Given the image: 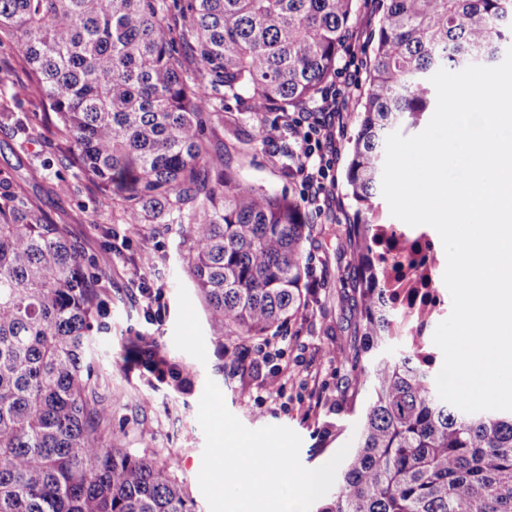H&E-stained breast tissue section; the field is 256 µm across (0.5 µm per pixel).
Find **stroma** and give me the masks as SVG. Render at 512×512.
<instances>
[{
    "label": "stroma",
    "instance_id": "35a3bbf8",
    "mask_svg": "<svg viewBox=\"0 0 512 512\" xmlns=\"http://www.w3.org/2000/svg\"><path fill=\"white\" fill-rule=\"evenodd\" d=\"M377 0H358L351 26L360 48L350 63L359 85H366L370 37L379 20ZM27 80L26 65L11 44L0 45V168L14 169L27 192L54 223L77 242L103 290L111 325L96 340L98 364L112 399V429L119 444L134 453L156 450L172 459L177 479L194 505L209 512L198 476L205 447L197 420L207 381L220 388L228 410L250 429L286 426L302 439L300 461L320 467L354 440L360 413L351 400L356 373L348 356L358 309V272L351 260L350 223L354 205L347 195L345 170L354 121L332 130L336 162L319 205H305L312 226L306 244L309 277L319 286L303 313L270 340L238 344L211 327L203 297L194 288L185 260L193 241L184 224H129L110 195L63 168L67 142L46 125L47 108L37 97L16 93ZM277 113L256 118L224 112L212 118L206 137L214 159L234 132L252 133L279 124ZM294 145L288 134L260 141L233 165L255 187L300 196L282 157ZM150 244L152 260L143 264L141 248ZM149 336L192 366L181 389L155 382L134 360L132 344ZM282 386L279 397L257 403L269 382Z\"/></svg>",
    "mask_w": 512,
    "mask_h": 512
}]
</instances>
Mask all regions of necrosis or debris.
<instances>
[{"mask_svg": "<svg viewBox=\"0 0 512 512\" xmlns=\"http://www.w3.org/2000/svg\"><path fill=\"white\" fill-rule=\"evenodd\" d=\"M384 297L396 317L399 343L416 342L423 363L439 369L443 354L433 342L452 301L444 283L442 247L428 225L379 224L375 227Z\"/></svg>", "mask_w": 512, "mask_h": 512, "instance_id": "4bbe7bcc", "label": "necrosis or debris"}]
</instances>
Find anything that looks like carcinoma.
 <instances>
[{
    "label": "carcinoma",
    "instance_id": "1",
    "mask_svg": "<svg viewBox=\"0 0 512 512\" xmlns=\"http://www.w3.org/2000/svg\"><path fill=\"white\" fill-rule=\"evenodd\" d=\"M379 2L346 169L358 206L352 397L365 398L363 425L317 512H512V412L446 404L410 348L389 354L371 203L387 136L429 110L430 75L491 64L512 47V0ZM355 16L356 0H0V43L27 64L69 166L132 224L190 225L188 273L212 327L254 340L305 309L308 218L295 197L230 171L256 135H236L211 176L206 125L226 98L256 113L315 101ZM108 328L79 247L0 169V512H193L169 459L112 442L94 359V333ZM134 352L175 388L190 374L151 338Z\"/></svg>",
    "mask_w": 512,
    "mask_h": 512
}]
</instances>
